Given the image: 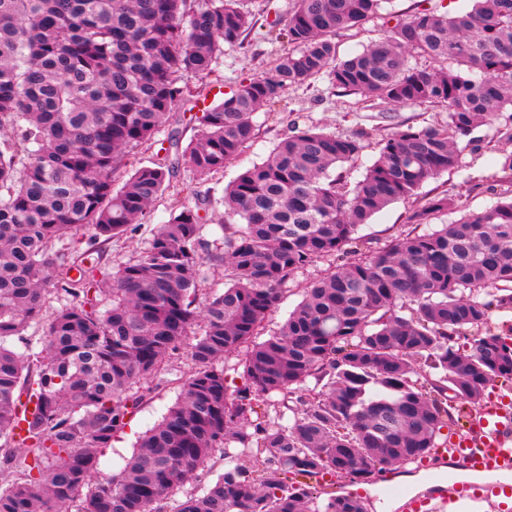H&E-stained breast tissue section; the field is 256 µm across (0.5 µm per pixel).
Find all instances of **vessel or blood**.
Wrapping results in <instances>:
<instances>
[{
  "label": "vessel or blood",
  "instance_id": "obj_1",
  "mask_svg": "<svg viewBox=\"0 0 512 512\" xmlns=\"http://www.w3.org/2000/svg\"><path fill=\"white\" fill-rule=\"evenodd\" d=\"M452 456L469 472H495L501 482L478 486L444 483L432 477L434 500L439 503L478 501L499 494L512 495V408L490 402L472 418L467 435L452 443Z\"/></svg>",
  "mask_w": 512,
  "mask_h": 512
}]
</instances>
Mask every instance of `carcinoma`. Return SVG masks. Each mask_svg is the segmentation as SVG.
<instances>
[{
    "mask_svg": "<svg viewBox=\"0 0 512 512\" xmlns=\"http://www.w3.org/2000/svg\"><path fill=\"white\" fill-rule=\"evenodd\" d=\"M381 2L296 0L287 23L267 22L288 50L196 117L189 168L223 172L255 138L260 108L324 75L369 100L442 106L448 119L396 129L355 182L345 164L367 132L282 138L224 190L243 224L224 225V249L205 252L207 218L168 165L141 166L118 190L114 181L126 153L157 141L185 105L184 76L249 42L256 20L243 0H0V130L12 132L0 142V512H166L218 448L224 473L173 512H364L356 497L323 498L289 475L371 482L431 454L452 420L448 393L478 406L491 381L512 380V326L481 333L492 309L512 310V197L433 228L459 210L462 192L444 190L384 246L365 250L359 236L458 169L459 140L479 126L496 121L512 142V0L422 9L337 59L336 33ZM412 53L452 66L418 68ZM497 165L511 181L512 150ZM170 189V218L149 246L100 278L103 246ZM345 255L265 334L296 271ZM211 265L224 266V290L203 297ZM52 294L67 304L49 313ZM200 322L177 402L119 474L96 475L99 450L152 393L144 383L165 378ZM34 327L39 352L10 348ZM471 332L469 349L457 347ZM231 352L244 379L233 395L220 366ZM274 394L303 405L292 424L261 412Z\"/></svg>",
    "mask_w": 512,
    "mask_h": 512,
    "instance_id": "1",
    "label": "carcinoma"
}]
</instances>
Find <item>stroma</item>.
I'll return each mask as SVG.
<instances>
[{"label":"stroma","mask_w":512,"mask_h":512,"mask_svg":"<svg viewBox=\"0 0 512 512\" xmlns=\"http://www.w3.org/2000/svg\"><path fill=\"white\" fill-rule=\"evenodd\" d=\"M469 6V0H386L379 14L367 19L359 27L337 33V55L344 59L362 52L371 42L384 37L396 20L408 18L418 10L432 8L441 13H452ZM285 49V44L268 39L259 30L251 35L244 48H225L209 75L186 76L185 83L192 94L191 106L198 110L210 106L221 101L225 93L239 82L261 77ZM446 116L444 107L428 104L381 103L372 107L363 103L360 95L336 89L329 84L327 78L319 77L309 84L288 90L272 106L256 112L254 141L221 174L202 180L187 164L181 163L180 157L196 130L188 115L179 110L169 119L170 127L178 132V142H156L134 148L126 156V166L133 169L152 163H177V183H192L198 185L200 190L209 191L214 222L207 239L210 246L220 247L224 244V233L219 223L224 219L222 197L225 187L240 172L265 160L274 145L284 136L292 134L295 128L313 125L338 134L365 129L368 133L366 146L350 170V178L355 181L361 179L366 167L374 161L381 140L397 127L439 123ZM472 136L478 140L480 149L475 153L468 149L463 151L462 171L440 175L424 185L423 191L431 194L449 189L462 178H469L472 189L462 196L461 208L465 211H480L493 205L498 193L504 192L507 185L497 179V151L500 144L494 126H480L473 131ZM410 207V202L398 201L377 213L360 231L366 246H384L387 241L407 232L406 217ZM169 208V196H160L140 220L135 232L112 240L102 259L103 271L117 270L134 260L147 247L159 225L168 221ZM328 266V261L321 260L294 273L284 287L277 310L269 319V328H276L287 318L289 311L301 301L305 288L318 279ZM194 342V336L186 337L172 360L170 382L160 385L153 399L135 412L129 424L113 438L108 448L102 449L99 454V473L118 472L135 451L140 437L157 424L176 402L178 384L192 368L189 349ZM435 462V457L430 456L416 463L394 466L369 484H354L347 478L336 476L324 483L323 489L336 495H358L367 502L369 512H402L400 502L378 495V486L386 483L405 486L414 495L424 496L430 488L427 475Z\"/></svg>","instance_id":"35a3bbf8"}]
</instances>
